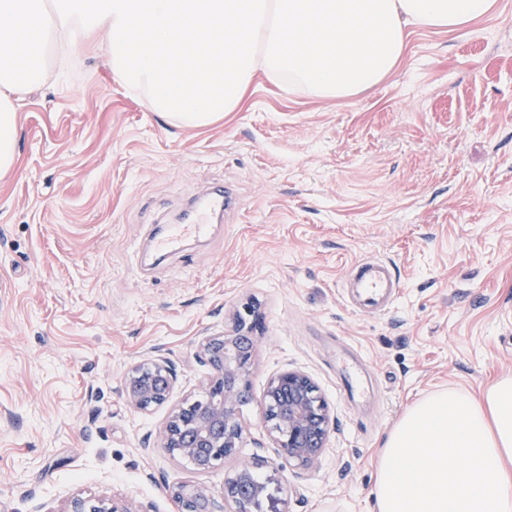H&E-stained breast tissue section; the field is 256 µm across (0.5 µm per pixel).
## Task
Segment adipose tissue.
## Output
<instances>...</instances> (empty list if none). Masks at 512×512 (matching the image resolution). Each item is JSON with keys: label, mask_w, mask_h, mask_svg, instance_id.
Returning a JSON list of instances; mask_svg holds the SVG:
<instances>
[{"label": "adipose tissue", "mask_w": 512, "mask_h": 512, "mask_svg": "<svg viewBox=\"0 0 512 512\" xmlns=\"http://www.w3.org/2000/svg\"><path fill=\"white\" fill-rule=\"evenodd\" d=\"M497 0H0V178L15 166L14 94L43 49L109 35L115 79L154 112L202 126L243 102L256 73L325 99L363 92L401 59L408 26L457 31ZM376 512H512V377L480 396L435 392L380 450Z\"/></svg>", "instance_id": "ef3b65f1"}]
</instances>
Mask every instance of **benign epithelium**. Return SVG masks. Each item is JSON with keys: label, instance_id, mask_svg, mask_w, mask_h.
Masks as SVG:
<instances>
[{"label": "benign epithelium", "instance_id": "1", "mask_svg": "<svg viewBox=\"0 0 512 512\" xmlns=\"http://www.w3.org/2000/svg\"><path fill=\"white\" fill-rule=\"evenodd\" d=\"M256 314V304L248 301L233 312L231 332L205 336L199 341L198 357L212 371V376L201 384L206 399L170 407L159 431L161 447L172 456L189 461L201 473L219 466L239 447L244 425L238 405L255 355L257 324L251 319ZM176 379L175 367L164 358L136 363L127 373L125 400L142 411L165 406ZM265 402L268 431L288 467H312L321 455L329 427L327 406L315 383L301 371H282L270 379ZM261 465L260 459L239 465L219 490L177 482L168 486V494L178 512H224L228 503L235 506V512H282L280 500L269 485L252 482V473ZM64 512L128 510L114 501L76 494L69 498Z\"/></svg>", "mask_w": 512, "mask_h": 512}]
</instances>
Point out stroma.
<instances>
[{"label": "stroma", "instance_id": "35a3bbf8", "mask_svg": "<svg viewBox=\"0 0 512 512\" xmlns=\"http://www.w3.org/2000/svg\"><path fill=\"white\" fill-rule=\"evenodd\" d=\"M106 42L46 48L0 179V512H63L74 493L176 512L169 484L217 489L256 456L270 475L264 391L287 368L315 382L330 431L313 468L277 474L284 512H372L378 451L409 407L512 376V0L461 31L409 28L394 71L356 96L258 74L202 127L127 93ZM216 183L239 203L213 236L151 261L150 224L179 223ZM366 257L401 276L383 315L343 297ZM250 298L262 331L242 442L200 473L153 441L165 409H135L123 386L159 355L177 370L171 403L197 398L198 341Z\"/></svg>", "mask_w": 512, "mask_h": 512}]
</instances>
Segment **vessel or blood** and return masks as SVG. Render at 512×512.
Instances as JSON below:
<instances>
[{"mask_svg":"<svg viewBox=\"0 0 512 512\" xmlns=\"http://www.w3.org/2000/svg\"><path fill=\"white\" fill-rule=\"evenodd\" d=\"M230 204L229 195L217 189L206 193L193 207V217L187 224L167 225L156 237L154 248L161 253L177 250L187 237L207 235L209 226L223 215ZM352 283L353 306L364 311L380 314L387 311L400 286L390 264L379 259H363L349 269Z\"/></svg>","mask_w":512,"mask_h":512,"instance_id":"vessel-or-blood-1","label":"vessel or blood"}]
</instances>
